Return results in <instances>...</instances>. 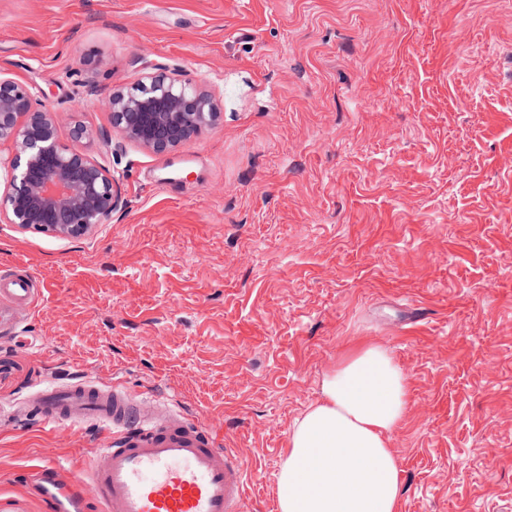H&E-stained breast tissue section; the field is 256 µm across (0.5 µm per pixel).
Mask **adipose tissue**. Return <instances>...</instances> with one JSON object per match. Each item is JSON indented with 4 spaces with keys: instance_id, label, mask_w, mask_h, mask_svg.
Segmentation results:
<instances>
[{
    "instance_id": "obj_1",
    "label": "adipose tissue",
    "mask_w": 512,
    "mask_h": 512,
    "mask_svg": "<svg viewBox=\"0 0 512 512\" xmlns=\"http://www.w3.org/2000/svg\"><path fill=\"white\" fill-rule=\"evenodd\" d=\"M408 378L384 347L350 353L297 419L279 471L280 512H397L400 464L390 447L406 412Z\"/></svg>"
}]
</instances>
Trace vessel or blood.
Instances as JSON below:
<instances>
[{
    "label": "vessel or blood",
    "mask_w": 512,
    "mask_h": 512,
    "mask_svg": "<svg viewBox=\"0 0 512 512\" xmlns=\"http://www.w3.org/2000/svg\"><path fill=\"white\" fill-rule=\"evenodd\" d=\"M40 302L27 270L0 275V328L18 308ZM44 421L70 428L95 424L96 449L83 482L62 479L54 460L34 472L33 487L49 512H243L245 477L235 449L172 406L144 400L117 385L76 378L36 391Z\"/></svg>",
    "instance_id": "obj_1"
}]
</instances>
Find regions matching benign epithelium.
Listing matches in <instances>:
<instances>
[{
    "mask_svg": "<svg viewBox=\"0 0 512 512\" xmlns=\"http://www.w3.org/2000/svg\"><path fill=\"white\" fill-rule=\"evenodd\" d=\"M106 108L121 140L156 154L177 151L222 117L215 93L162 64L137 83L111 89ZM89 137L78 126L72 142L63 143L58 113L0 72V147H8V155H0V223L64 238L107 223L119 202V182L83 150Z\"/></svg>",
    "mask_w": 512,
    "mask_h": 512,
    "instance_id": "7a95c632",
    "label": "benign epithelium"
}]
</instances>
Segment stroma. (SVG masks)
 Masks as SVG:
<instances>
[{"instance_id":"35a3bbf8","label":"stroma","mask_w":512,"mask_h":512,"mask_svg":"<svg viewBox=\"0 0 512 512\" xmlns=\"http://www.w3.org/2000/svg\"><path fill=\"white\" fill-rule=\"evenodd\" d=\"M223 116L178 151H107L102 101L155 64ZM0 71L119 180L87 237L0 223L43 301L0 330V512L83 478L93 426L37 386L89 376L212 426L278 512L294 424L355 346L409 380L398 512H512V0H0Z\"/></svg>"}]
</instances>
